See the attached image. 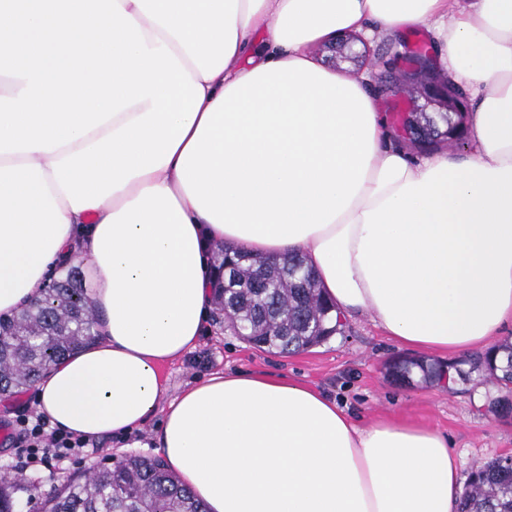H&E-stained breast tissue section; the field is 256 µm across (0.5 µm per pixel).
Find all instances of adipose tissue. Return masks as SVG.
I'll return each instance as SVG.
<instances>
[{
	"instance_id": "ef3b65f1",
	"label": "adipose tissue",
	"mask_w": 512,
	"mask_h": 512,
	"mask_svg": "<svg viewBox=\"0 0 512 512\" xmlns=\"http://www.w3.org/2000/svg\"><path fill=\"white\" fill-rule=\"evenodd\" d=\"M204 100L170 163L74 210L53 162L150 109L46 153H0V315L86 264L91 344L52 367L37 410L87 437L161 414L158 451L207 512H456L457 458L401 419L360 426L285 376L215 373L164 401L211 307L209 248L303 254L347 317L398 347L457 355L512 321V0H118ZM430 25L477 95L468 154L411 159L368 92L314 49Z\"/></svg>"
}]
</instances>
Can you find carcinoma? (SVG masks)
<instances>
[{"label": "carcinoma", "mask_w": 512, "mask_h": 512, "mask_svg": "<svg viewBox=\"0 0 512 512\" xmlns=\"http://www.w3.org/2000/svg\"><path fill=\"white\" fill-rule=\"evenodd\" d=\"M458 114L409 112L402 124L415 128L427 151L448 142ZM235 266L234 288L214 296V317L256 348L289 355L321 344L341 332L340 314L328 303L303 257L252 259L227 245L217 246L216 278ZM96 315L83 273L71 266L50 282L39 299L12 317H0V399L36 385L51 367L76 354L95 336ZM423 364L400 358L393 376L411 377ZM473 369L496 384H512V341L477 356ZM29 490L18 474H0V512H16L15 496ZM32 512H207L174 475L165 459L131 455L103 462L67 478L35 503ZM457 512H512V464L493 458L478 466L458 502Z\"/></svg>", "instance_id": "carcinoma-1"}]
</instances>
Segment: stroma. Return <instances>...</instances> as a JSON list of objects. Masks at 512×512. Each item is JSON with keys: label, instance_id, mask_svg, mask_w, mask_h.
Returning a JSON list of instances; mask_svg holds the SVG:
<instances>
[{"label": "stroma", "instance_id": "stroma-1", "mask_svg": "<svg viewBox=\"0 0 512 512\" xmlns=\"http://www.w3.org/2000/svg\"><path fill=\"white\" fill-rule=\"evenodd\" d=\"M431 35L421 26L411 27L400 42L379 39L382 53L372 55L370 70L379 74L388 57L398 68H407L405 53L415 45H430ZM371 316L346 319L342 333L323 345L292 356L259 351L232 332L209 322L195 350L169 365L167 398L217 371L268 372L311 385L336 400L359 424L395 416L433 427L448 438L455 453L461 482H468L480 463L498 457H512V389L502 390L472 372L469 353L447 357L428 354L429 362L450 367L453 387L432 382L411 385L394 381L386 364L405 356ZM160 424L152 417L127 438L105 436L93 447L69 462L30 473L36 494L49 492L68 474L102 462L104 457L121 459L129 455L156 456L153 443Z\"/></svg>", "mask_w": 512, "mask_h": 512}]
</instances>
